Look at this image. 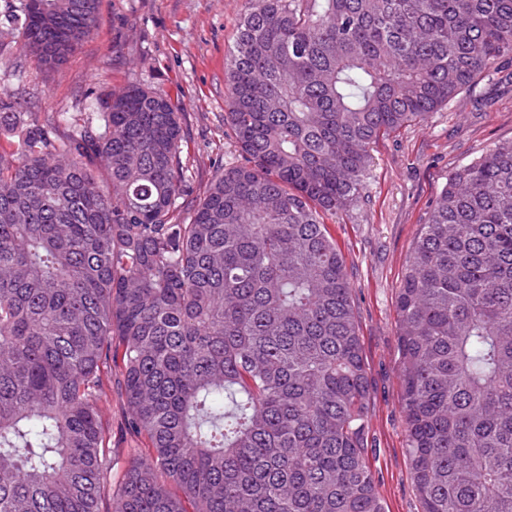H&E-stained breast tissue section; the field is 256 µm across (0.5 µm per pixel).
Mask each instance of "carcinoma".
I'll return each mask as SVG.
<instances>
[{
    "mask_svg": "<svg viewBox=\"0 0 512 512\" xmlns=\"http://www.w3.org/2000/svg\"><path fill=\"white\" fill-rule=\"evenodd\" d=\"M99 0H8L45 70ZM224 70L244 161L191 200L182 113L132 85L80 123L0 95V512H386L326 219L381 137L512 55V0H247ZM422 512H512V140L448 175L396 300ZM118 384L148 454L108 485Z\"/></svg>",
    "mask_w": 512,
    "mask_h": 512,
    "instance_id": "carcinoma-1",
    "label": "carcinoma"
}]
</instances>
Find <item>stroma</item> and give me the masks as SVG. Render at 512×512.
Returning <instances> with one entry per match:
<instances>
[{
  "label": "stroma",
  "mask_w": 512,
  "mask_h": 512,
  "mask_svg": "<svg viewBox=\"0 0 512 512\" xmlns=\"http://www.w3.org/2000/svg\"><path fill=\"white\" fill-rule=\"evenodd\" d=\"M244 0H100L99 22L60 69L15 63L0 54V89L22 91L43 119L83 117L86 96L106 101L137 84L166 94L184 114L192 189L202 192L213 164L241 162L224 124V66ZM512 140V59L421 123L373 148L360 203L330 219L350 280L371 382L366 456L388 512H421L406 451L401 407L396 297L406 262L432 204L456 167ZM112 430V483L138 441L125 431L118 389L103 398Z\"/></svg>",
  "instance_id": "stroma-1"
}]
</instances>
